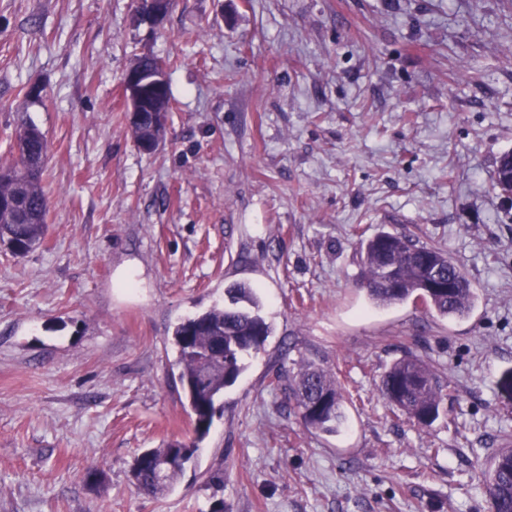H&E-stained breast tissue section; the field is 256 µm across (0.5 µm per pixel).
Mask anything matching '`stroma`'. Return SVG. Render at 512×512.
<instances>
[{
    "label": "stroma",
    "mask_w": 512,
    "mask_h": 512,
    "mask_svg": "<svg viewBox=\"0 0 512 512\" xmlns=\"http://www.w3.org/2000/svg\"><path fill=\"white\" fill-rule=\"evenodd\" d=\"M144 52L173 98L151 153L121 90ZM21 120L52 206L39 248L0 246V512H486L512 436V0H177L154 31L131 0H0V156ZM382 230L448 250L471 315L373 307L358 238ZM234 283L272 333L174 487L141 495L135 456L192 435L173 327ZM408 353L448 385L429 427L379 395ZM304 359L348 399L340 434L271 385Z\"/></svg>",
    "instance_id": "obj_1"
}]
</instances>
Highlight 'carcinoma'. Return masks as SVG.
Masks as SVG:
<instances>
[{
	"instance_id": "carcinoma-1",
	"label": "carcinoma",
	"mask_w": 512,
	"mask_h": 512,
	"mask_svg": "<svg viewBox=\"0 0 512 512\" xmlns=\"http://www.w3.org/2000/svg\"><path fill=\"white\" fill-rule=\"evenodd\" d=\"M160 111L145 113L129 122L135 142L145 141L148 128L157 124L164 132L170 110L169 86L156 100ZM49 143L35 125L21 124L15 131L14 153L0 157V244L16 256H25L41 245L49 231L50 198L42 185L43 167L33 161L47 156ZM363 256L361 287L376 307H389L410 300L421 303L431 315L459 320L472 312L476 295L463 269L447 251L419 245L399 233L380 232L359 239ZM453 281L451 292L428 288L425 273ZM231 305H214L207 311L177 323L172 341L177 349L179 382L193 421V437L172 440L161 448H148L131 466L137 489L155 497L176 482L199 443L209 434L224 388L243 370L242 360L260 349L271 333L259 314L256 291L227 289ZM210 354L213 367L200 377L199 357ZM289 398L299 409L304 425L315 431L337 433L347 420L345 397L331 370L312 361L300 364L289 378ZM380 395L407 418L429 426L440 416L447 385L437 371L413 355L396 360L383 374ZM483 486L495 512H512V448L494 453L482 471Z\"/></svg>"
}]
</instances>
